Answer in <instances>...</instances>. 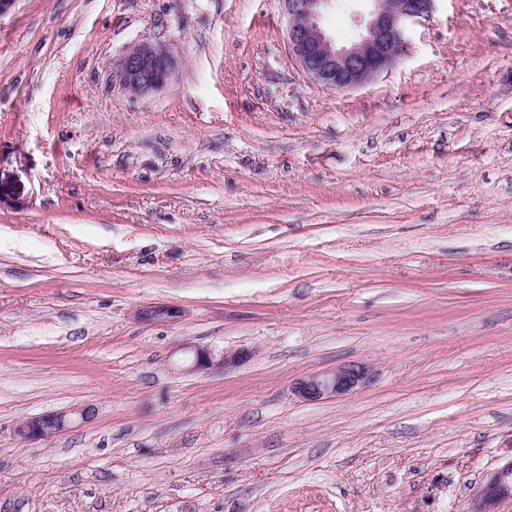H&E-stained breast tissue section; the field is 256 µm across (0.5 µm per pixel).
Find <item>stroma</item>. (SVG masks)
<instances>
[{
	"label": "stroma",
	"mask_w": 512,
	"mask_h": 512,
	"mask_svg": "<svg viewBox=\"0 0 512 512\" xmlns=\"http://www.w3.org/2000/svg\"><path fill=\"white\" fill-rule=\"evenodd\" d=\"M144 40L179 67L137 97ZM349 361L370 380L295 396ZM510 464L512 0H438L348 91L283 0L0 16V512H475ZM176 68L177 60L169 47L161 42L145 40L126 51L114 71V77L141 97L166 86ZM371 373L370 366L361 362L338 365L303 379L294 388V394L307 402L338 397L365 384ZM88 414L87 409L77 408L30 417L17 426L16 433L24 440L47 439L64 430L76 416L83 419L87 418Z\"/></svg>",
	"instance_id": "stroma-1"
}]
</instances>
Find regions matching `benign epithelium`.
Returning a JSON list of instances; mask_svg holds the SVG:
<instances>
[{
  "label": "benign epithelium",
  "mask_w": 512,
  "mask_h": 512,
  "mask_svg": "<svg viewBox=\"0 0 512 512\" xmlns=\"http://www.w3.org/2000/svg\"><path fill=\"white\" fill-rule=\"evenodd\" d=\"M288 13V44L306 73L327 89L345 91L361 86L389 70L407 48V28L431 17L436 0H364L367 18L352 42L338 45L320 24L323 7L330 0H284ZM177 60L161 42L145 40L129 48L114 77L138 96L166 86ZM369 365L352 362L310 375L294 388L301 400L317 402L344 395L365 384ZM85 408L43 414L22 421L16 428L24 440L47 439L64 430L77 417H88ZM512 497V463L496 473L480 493L476 512Z\"/></svg>",
  "instance_id": "7a95c632"
}]
</instances>
